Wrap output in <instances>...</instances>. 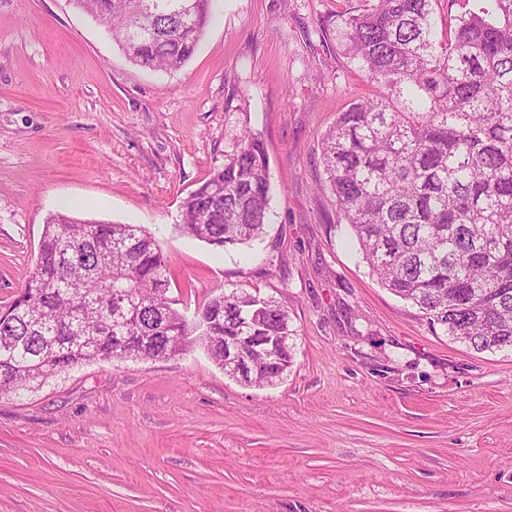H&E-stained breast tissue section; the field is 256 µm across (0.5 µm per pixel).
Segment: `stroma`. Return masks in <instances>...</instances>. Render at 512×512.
I'll use <instances>...</instances> for the list:
<instances>
[{"label":"stroma","instance_id":"1","mask_svg":"<svg viewBox=\"0 0 512 512\" xmlns=\"http://www.w3.org/2000/svg\"><path fill=\"white\" fill-rule=\"evenodd\" d=\"M375 0H216L179 70L130 62L72 0H0V306L49 214L146 228L168 296H269L295 334L275 385L200 344L94 362L0 398V512H512V352L430 327L364 262L321 137L374 83L336 37ZM270 158L263 238L184 237L180 202L245 131Z\"/></svg>","mask_w":512,"mask_h":512}]
</instances>
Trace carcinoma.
I'll use <instances>...</instances> for the list:
<instances>
[{"instance_id":"cac0c4a2","label":"carcinoma","mask_w":512,"mask_h":512,"mask_svg":"<svg viewBox=\"0 0 512 512\" xmlns=\"http://www.w3.org/2000/svg\"><path fill=\"white\" fill-rule=\"evenodd\" d=\"M106 24L134 64L179 69L214 0H73ZM432 0H377L341 20L346 55L376 93L322 135L336 205L377 281L477 352L512 349V0L456 18L440 41ZM270 159L247 131L224 164L183 198V235L216 247L265 233ZM169 269L144 227L49 215L24 293L0 309V396L34 391L83 364L165 359L198 341L224 367L244 335L294 336L288 310L232 289L198 323L172 307ZM256 356L250 384L293 363Z\"/></svg>"}]
</instances>
